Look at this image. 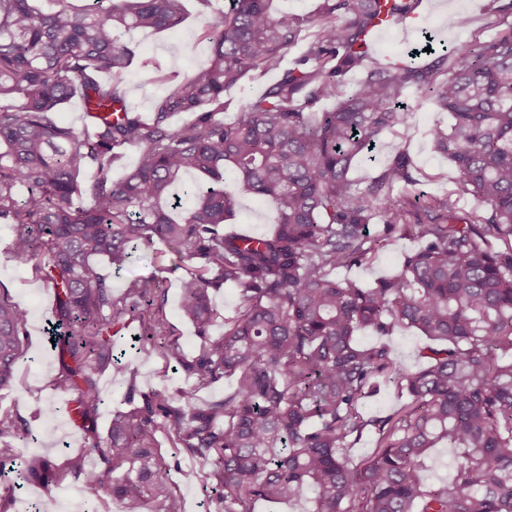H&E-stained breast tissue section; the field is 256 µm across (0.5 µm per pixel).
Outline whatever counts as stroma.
Returning a JSON list of instances; mask_svg holds the SVG:
<instances>
[{
  "mask_svg": "<svg viewBox=\"0 0 512 512\" xmlns=\"http://www.w3.org/2000/svg\"><path fill=\"white\" fill-rule=\"evenodd\" d=\"M490 0H447L444 7L424 12L420 30L412 37H405L400 28L391 29L381 41L375 57L378 61L407 57L413 47L422 44L425 35L446 40L447 44L470 38L467 30L456 28L453 19L464 13L475 17L477 26L491 21L488 9ZM185 18L173 31L156 32L133 30L122 35V42L135 46L138 59L133 62L123 77V86L129 100L142 115H149L156 99L169 88L168 76H184L195 72L208 58L210 44L205 37V15L198 0H183ZM196 44V54L183 56V42ZM145 59L158 61L162 74H147L141 62ZM405 103L413 114L411 127L398 133L385 134L377 143L372 155L360 159L353 176L369 181L376 176L394 156L397 150L406 149L414 163V175L418 180L417 193L425 196L442 195L452 186L455 170L447 157L438 153L428 135L430 126L447 121L448 115L435 111L427 97L419 91L408 93ZM370 238L376 244L367 263L345 269V277L371 283L375 279L395 272L400 256L413 250L416 238L407 231L385 233L379 222L368 227ZM14 235L12 225L0 224V287L11 300L27 314L25 347L27 354L17 366L12 388L0 390V413L9 412L25 419L32 431L31 436L14 439L13 444L24 459L54 460L65 465L67 460L83 454L93 441H105L113 415L135 407L136 402L128 396L129 388L146 393L155 388L169 389L188 387L184 373L173 372L159 352H136L128 350L122 363L106 368L98 374V385L103 403L89 427L71 426L66 417L42 413L46 400L57 404L70 401L71 396L54 389L53 380L61 366L56 353L47 343L44 329L46 319L53 307L51 289L45 288L36 277L31 266L17 263L8 256L7 247ZM116 289H123L131 279L140 277L153 280L167 291L164 309L166 320L174 339L181 344L186 357H196L202 344L192 326L180 315V281L185 274L183 262L165 244H157L154 250L134 252L121 270L105 266ZM161 452L169 464V477L178 485V503L182 512H205L210 496L209 489L202 484H185L181 481V469L194 466V459L184 453L175 452L167 437H160ZM82 498L85 512H119V505L108 495L93 492L83 487L81 481L67 478L59 485H19L16 474L0 477V512H21L27 504H36L41 512H62L68 499Z\"/></svg>",
  "mask_w": 512,
  "mask_h": 512,
  "instance_id": "obj_1",
  "label": "stroma"
}]
</instances>
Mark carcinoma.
Returning a JSON list of instances; mask_svg holds the SVG:
<instances>
[{
	"label": "carcinoma",
	"instance_id": "obj_1",
	"mask_svg": "<svg viewBox=\"0 0 512 512\" xmlns=\"http://www.w3.org/2000/svg\"><path fill=\"white\" fill-rule=\"evenodd\" d=\"M50 2L43 11L34 0H0V223L15 225L11 258L32 265L55 296L54 387L75 395L70 413L91 423L102 401L97 371L124 356L112 328L135 318L139 349L160 352L192 381L141 395L142 405L112 418L104 443L87 448L102 467L80 456L69 472L120 512H180L157 440L165 433L206 463L182 479L216 490L214 512L309 493L307 512H512V360L502 358L512 353V0H492L493 35L433 47L427 66L381 64L366 49L378 23L417 0H318L306 16L274 12L271 0H229L208 12L207 62L175 81L147 119L127 101L123 75L137 51L118 33L177 27L182 0ZM301 40L300 59L283 67ZM272 71L278 80L224 122V92ZM354 72L362 79L349 88ZM410 89L449 114L429 131L456 171L442 197L393 195L416 184L405 150L365 185L350 176L381 134L412 125ZM75 96L88 106L90 135L57 120ZM327 99L335 107L318 111ZM176 112L193 119L174 128ZM125 146L140 153L116 180ZM76 195L89 206H74ZM241 197L270 205L272 233L225 227ZM462 198L478 208L460 211ZM376 218L419 246L372 284L339 277L367 260ZM156 242L187 264L179 308L205 340L191 360L163 339L154 282L134 279L116 295L100 264L119 270ZM224 286L238 290L242 310L212 338L211 293ZM25 325L1 294L0 390L26 355ZM397 327L433 341L415 369L384 343L358 341L362 330ZM228 375L237 376L231 393L196 402ZM382 383L404 405L362 415ZM25 429L18 417L0 419V467L14 459L8 438ZM368 431L377 451L354 466L350 449ZM441 443L456 462L439 483L427 460ZM65 476L48 459L21 471L27 483Z\"/></svg>",
	"mask_w": 512,
	"mask_h": 512
}]
</instances>
